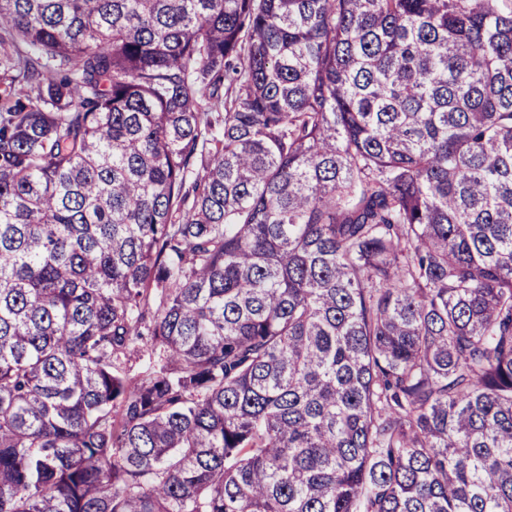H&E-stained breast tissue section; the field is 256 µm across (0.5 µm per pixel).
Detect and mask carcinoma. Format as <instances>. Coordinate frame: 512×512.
<instances>
[{
    "mask_svg": "<svg viewBox=\"0 0 512 512\" xmlns=\"http://www.w3.org/2000/svg\"><path fill=\"white\" fill-rule=\"evenodd\" d=\"M0 512H512V0H0Z\"/></svg>",
    "mask_w": 512,
    "mask_h": 512,
    "instance_id": "carcinoma-1",
    "label": "carcinoma"
}]
</instances>
